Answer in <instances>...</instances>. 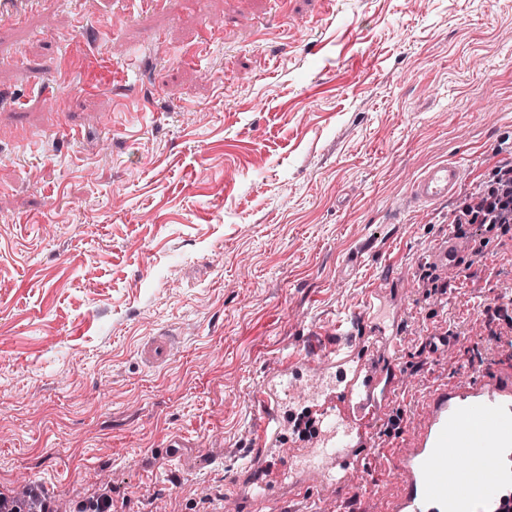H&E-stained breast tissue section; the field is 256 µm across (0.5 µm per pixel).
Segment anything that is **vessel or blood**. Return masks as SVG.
Returning <instances> with one entry per match:
<instances>
[{"label": "vessel or blood", "mask_w": 512, "mask_h": 512, "mask_svg": "<svg viewBox=\"0 0 512 512\" xmlns=\"http://www.w3.org/2000/svg\"><path fill=\"white\" fill-rule=\"evenodd\" d=\"M43 2L0 0V26L38 11ZM463 178L459 162L434 163L414 180L406 204L427 208L447 201ZM472 248L452 231L436 239L428 262L441 278L453 279ZM400 299L394 280L379 277L362 307L336 324L340 335L353 337V346L307 351L266 373L253 394L254 450L230 482L236 512H269L285 497L312 499L321 512H332L337 487L369 466L399 392L400 357L410 333L408 322L383 325L374 310ZM175 349L174 334L163 329L142 340L137 354L153 369L168 364ZM499 358L495 377L429 391L424 412L397 443L402 491L386 512H512V335L502 336ZM305 378L316 383L307 410L318 436L294 443L283 459L277 445L290 396Z\"/></svg>", "instance_id": "vessel-or-blood-1"}]
</instances>
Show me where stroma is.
Returning a JSON list of instances; mask_svg holds the SVG:
<instances>
[{
  "instance_id": "stroma-1",
  "label": "stroma",
  "mask_w": 512,
  "mask_h": 512,
  "mask_svg": "<svg viewBox=\"0 0 512 512\" xmlns=\"http://www.w3.org/2000/svg\"><path fill=\"white\" fill-rule=\"evenodd\" d=\"M124 9L46 0L0 30L29 59L0 71V126L36 142H0V492L215 512L265 370L332 344L390 266L412 312L403 418L441 378L493 371L480 313L512 288V241L466 225L483 263L426 294L456 203H401L436 161L462 162L465 196L512 163V0H340L329 17L322 0H165L109 27ZM80 14L95 25L74 56L51 33ZM133 48L147 64L124 93ZM61 68L69 136L43 92ZM435 325L450 345H426ZM161 328L177 353L143 368L136 346ZM169 443L201 468L160 462Z\"/></svg>"
}]
</instances>
